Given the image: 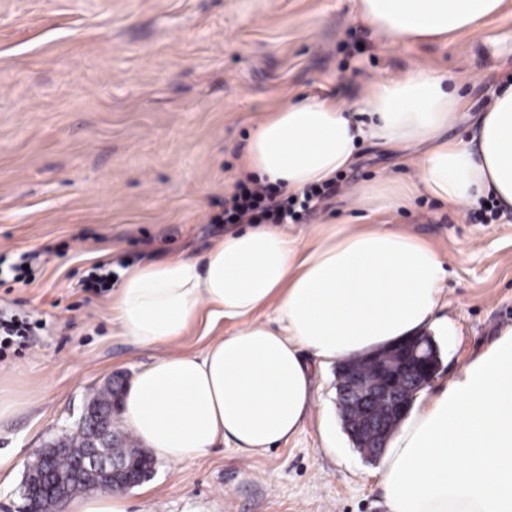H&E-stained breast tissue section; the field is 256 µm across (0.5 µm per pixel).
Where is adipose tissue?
I'll use <instances>...</instances> for the list:
<instances>
[{
  "label": "adipose tissue",
  "mask_w": 512,
  "mask_h": 512,
  "mask_svg": "<svg viewBox=\"0 0 512 512\" xmlns=\"http://www.w3.org/2000/svg\"><path fill=\"white\" fill-rule=\"evenodd\" d=\"M505 0H357L387 38L447 39L498 14ZM468 138H451L457 123ZM365 142L411 150L407 182L383 176L345 197L357 223L307 233L262 224L229 233L203 258L174 255L123 273L112 322L141 346L209 321L273 308L204 354L142 368L121 405L125 425L160 459L185 462L220 441L260 454L296 437L315 403L313 362L359 357L405 338L448 333L438 315L447 260L386 214L426 193L448 207L494 199L512 212V81L466 112L451 77L413 67L372 81L355 102L288 101L264 117L248 171L298 193L350 168ZM390 512H512V327L470 357L402 420L382 456Z\"/></svg>",
  "instance_id": "adipose-tissue-1"
}]
</instances>
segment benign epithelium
I'll return each mask as SVG.
<instances>
[{
  "instance_id": "1",
  "label": "benign epithelium",
  "mask_w": 512,
  "mask_h": 512,
  "mask_svg": "<svg viewBox=\"0 0 512 512\" xmlns=\"http://www.w3.org/2000/svg\"><path fill=\"white\" fill-rule=\"evenodd\" d=\"M435 351L431 340L421 335L394 347L344 361L338 378V405L345 430L364 442V455H379L406 415L411 398L404 396L403 390L418 391L433 380L438 369ZM111 423L112 413L87 404L79 428L88 430L91 451L67 475L55 474V454L51 453V449L59 448L65 441L38 451L35 462H44L45 476H40L33 467L28 469L22 489L26 512H64L65 503L74 494V477L97 479V490L110 488L107 477L118 467L101 449L110 447L108 428ZM118 469L124 473V483L129 487L141 482L146 473V469L140 468L138 474H133L127 462Z\"/></svg>"
}]
</instances>
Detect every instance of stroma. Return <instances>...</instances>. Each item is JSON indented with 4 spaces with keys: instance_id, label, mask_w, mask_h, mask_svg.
I'll use <instances>...</instances> for the list:
<instances>
[{
    "instance_id": "1",
    "label": "stroma",
    "mask_w": 512,
    "mask_h": 512,
    "mask_svg": "<svg viewBox=\"0 0 512 512\" xmlns=\"http://www.w3.org/2000/svg\"><path fill=\"white\" fill-rule=\"evenodd\" d=\"M419 63L453 75L470 111L512 77V0L448 40H385L356 0H0V257L34 253L21 281L0 278V314L35 323L0 353V389L27 404L0 421V512H20L36 450L74 427L110 383L142 365L203 353L235 321L198 319L166 344L139 347L111 322V291L88 289L227 232L217 218L244 177L254 124L283 102L356 100L370 80ZM410 169L362 146L342 186ZM448 258L440 308L455 329L434 385L512 327V213H458L428 195L388 218ZM303 431L243 456L221 442L183 463L155 461L127 489L129 512H389L376 463L344 433L336 367L315 368Z\"/></svg>"
}]
</instances>
